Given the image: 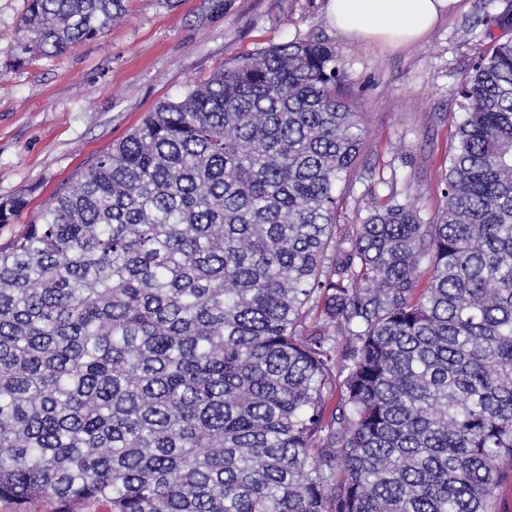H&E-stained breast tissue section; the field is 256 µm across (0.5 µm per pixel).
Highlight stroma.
Returning <instances> with one entry per match:
<instances>
[{
    "mask_svg": "<svg viewBox=\"0 0 512 512\" xmlns=\"http://www.w3.org/2000/svg\"><path fill=\"white\" fill-rule=\"evenodd\" d=\"M484 3L458 0L425 37L398 45L339 35L328 0H126L125 17L102 36L20 64L13 46L27 0H0V200L30 201L15 223L0 226V243L159 103L179 99L226 61L309 37L340 54L341 94L366 129L356 169L338 188L337 226L360 223L390 178L433 218L462 119L450 89L501 36L474 27Z\"/></svg>",
    "mask_w": 512,
    "mask_h": 512,
    "instance_id": "obj_1",
    "label": "stroma"
}]
</instances>
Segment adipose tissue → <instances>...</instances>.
I'll use <instances>...</instances> for the list:
<instances>
[{
	"mask_svg": "<svg viewBox=\"0 0 512 512\" xmlns=\"http://www.w3.org/2000/svg\"><path fill=\"white\" fill-rule=\"evenodd\" d=\"M457 0H329L328 13L345 37L410 43L427 34Z\"/></svg>",
	"mask_w": 512,
	"mask_h": 512,
	"instance_id": "adipose-tissue-1",
	"label": "adipose tissue"
}]
</instances>
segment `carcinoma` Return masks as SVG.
Segmentation results:
<instances>
[{"label":"carcinoma","mask_w":512,"mask_h":512,"mask_svg":"<svg viewBox=\"0 0 512 512\" xmlns=\"http://www.w3.org/2000/svg\"><path fill=\"white\" fill-rule=\"evenodd\" d=\"M125 11L28 0L16 58ZM481 23L509 38L454 89L432 220L392 189L336 230L364 123L314 38L224 64L58 186L0 246V500L495 512L512 483V7ZM26 205L0 201V224Z\"/></svg>","instance_id":"1"}]
</instances>
